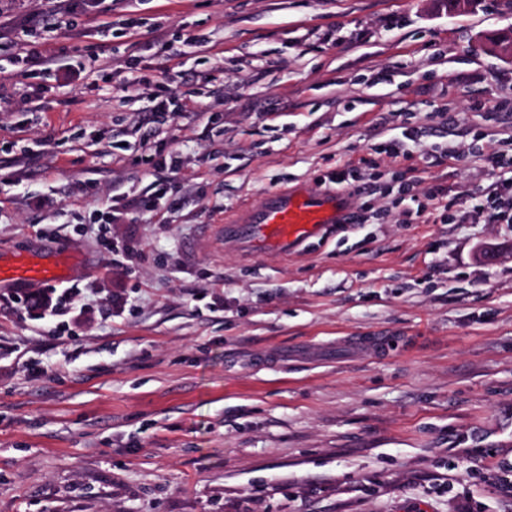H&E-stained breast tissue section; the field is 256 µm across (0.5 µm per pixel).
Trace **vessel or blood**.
<instances>
[{"label": "vessel or blood", "instance_id": "vessel-or-blood-1", "mask_svg": "<svg viewBox=\"0 0 512 512\" xmlns=\"http://www.w3.org/2000/svg\"><path fill=\"white\" fill-rule=\"evenodd\" d=\"M343 191L284 189L268 195L261 206H247L224 223L225 237L248 249L265 248L281 255L296 254L309 240L323 236L333 224L348 223ZM64 260L45 263L36 258L0 264V286L33 281L59 286L67 282Z\"/></svg>", "mask_w": 512, "mask_h": 512}]
</instances>
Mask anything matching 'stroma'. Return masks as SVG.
Here are the masks:
<instances>
[{"instance_id":"obj_1","label":"stroma","mask_w":512,"mask_h":512,"mask_svg":"<svg viewBox=\"0 0 512 512\" xmlns=\"http://www.w3.org/2000/svg\"><path fill=\"white\" fill-rule=\"evenodd\" d=\"M105 19L47 49L108 81L18 73L0 44V263L66 257L76 289L51 312L0 290V512H512V224L466 216L512 136V107L479 109L512 104L485 41L512 0H112ZM402 112L430 156L361 171L368 223L288 258L224 239L226 213L323 188ZM437 184L453 219L406 223Z\"/></svg>"}]
</instances>
